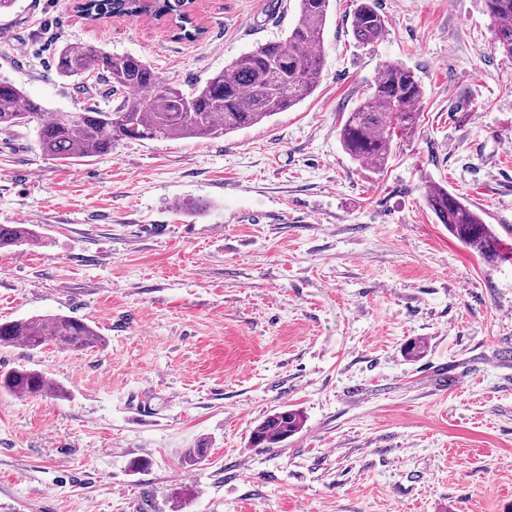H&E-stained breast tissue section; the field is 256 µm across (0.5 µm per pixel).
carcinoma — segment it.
I'll use <instances>...</instances> for the list:
<instances>
[{"label": "carcinoma", "instance_id": "cac0c4a2", "mask_svg": "<svg viewBox=\"0 0 512 512\" xmlns=\"http://www.w3.org/2000/svg\"><path fill=\"white\" fill-rule=\"evenodd\" d=\"M330 0H297L296 16L285 41H269L239 56L224 70L189 93L157 81L142 58L114 54L101 47L65 46L54 55L56 72L66 78L89 70L108 86L116 101L110 110L96 106L82 112H53L32 99L9 78L0 77V132L35 125L41 152L55 159L98 157L122 139L166 140L219 138L262 123L299 104L316 89L323 70L318 50ZM498 48L512 57V0H486ZM182 0H82L79 11L92 21L112 17H149L174 22ZM352 33L369 44L385 34V20L375 0H357ZM423 89L414 73L390 64L381 72L372 94L349 113L339 129L345 152L356 161L382 167L393 136L417 123L415 106ZM426 202L438 221L459 242L483 255L497 256L499 239L469 205L441 185L427 186ZM38 243L25 224H0V249ZM104 342L88 321L66 315L0 322V347L21 344L38 350L50 343L85 349ZM0 390L19 397H62L64 391L42 372L17 368L0 375ZM302 414L294 409L267 416L252 431V443L272 447L297 433Z\"/></svg>", "mask_w": 512, "mask_h": 512}]
</instances>
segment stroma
Returning <instances> with one entry per match:
<instances>
[{"mask_svg": "<svg viewBox=\"0 0 512 512\" xmlns=\"http://www.w3.org/2000/svg\"><path fill=\"white\" fill-rule=\"evenodd\" d=\"M377 7L387 31L363 46L355 0H330L317 89L257 126L68 163L34 127L0 133V224L39 235L0 251V320L74 316L105 339L0 347V374L25 366L66 392L0 393L8 512H512V57L485 0ZM196 13L205 32L188 41L146 18L86 20L74 0H16L0 75L75 112L106 86L76 88L52 58L93 44L188 90L285 40L294 10ZM389 64L423 96L378 169L338 129ZM433 183L490 224L502 258L449 234ZM286 406L301 431L253 445Z\"/></svg>", "mask_w": 512, "mask_h": 512, "instance_id": "35a3bbf8", "label": "stroma"}]
</instances>
